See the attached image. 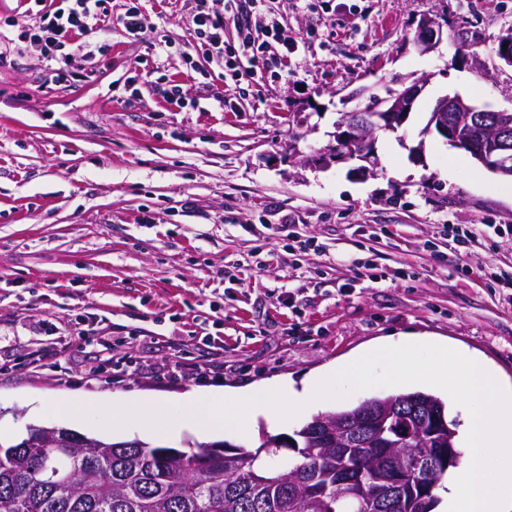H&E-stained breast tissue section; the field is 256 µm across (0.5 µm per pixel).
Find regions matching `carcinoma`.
Returning a JSON list of instances; mask_svg holds the SVG:
<instances>
[{
  "label": "carcinoma",
  "mask_w": 512,
  "mask_h": 512,
  "mask_svg": "<svg viewBox=\"0 0 512 512\" xmlns=\"http://www.w3.org/2000/svg\"><path fill=\"white\" fill-rule=\"evenodd\" d=\"M411 397L429 402L446 420L443 438L456 431L443 399L421 391L395 395ZM321 418L296 432L309 438L284 464L271 462L276 448H238L226 456L201 444L185 450L110 442L54 427L36 446L0 441V512H435L449 470L434 464L428 506L420 507L413 478L403 502L376 499L379 480L405 464L400 450L408 444L399 437V418L381 438L385 447L358 442L338 450L318 441ZM340 473L360 495L336 485Z\"/></svg>",
  "instance_id": "carcinoma-1"
}]
</instances>
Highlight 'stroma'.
<instances>
[{
    "instance_id": "obj_1",
    "label": "stroma",
    "mask_w": 512,
    "mask_h": 512,
    "mask_svg": "<svg viewBox=\"0 0 512 512\" xmlns=\"http://www.w3.org/2000/svg\"><path fill=\"white\" fill-rule=\"evenodd\" d=\"M124 2L107 0V21L68 48L72 79L51 82L39 46L20 36L28 0H0V356L12 361L0 373V439L42 426L194 446L189 428L146 437L72 421L52 403L298 387L404 335L512 380V288L486 278L512 273V178L422 133L444 94L512 108V66L496 54L512 0H275L299 50L280 76L240 87L214 65L201 85L182 56L194 0H141L158 31L136 42L112 23ZM425 16L448 35L428 54L414 44ZM158 33L170 54L151 50ZM160 72L187 107L165 102ZM136 73L140 96L125 99ZM421 77L406 122L377 132L371 176L315 163L344 113ZM450 224L476 229L463 271L448 259ZM89 329L109 336V361ZM211 348L218 358L187 370ZM311 417L260 416L250 435L220 439L251 450Z\"/></svg>"
}]
</instances>
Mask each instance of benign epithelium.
Here are the masks:
<instances>
[{
  "instance_id": "obj_1",
  "label": "benign epithelium",
  "mask_w": 512,
  "mask_h": 512,
  "mask_svg": "<svg viewBox=\"0 0 512 512\" xmlns=\"http://www.w3.org/2000/svg\"><path fill=\"white\" fill-rule=\"evenodd\" d=\"M443 37V29L434 19H423L416 32L420 53L427 54L437 49ZM497 56L512 66V27L499 40ZM425 83L426 80L417 79L401 93L390 92L385 97L373 95L367 107L345 113L337 125L335 143L321 151L316 161L322 166L340 161H360L362 165L354 168V171L362 175L368 173L369 169L364 163L374 157V134L381 130H397L408 119ZM480 111L482 108L457 96L443 95L435 101L423 134L434 132L445 143L470 152L476 161L488 169L512 177V114L509 111L498 112L491 126L475 125V141L461 138L455 132V128L460 126L457 113ZM423 408L425 404L419 400H409L399 406L381 398L368 399L360 404L355 414L356 426L381 423L402 409L410 412L415 426L419 427L425 422L421 413Z\"/></svg>"
}]
</instances>
